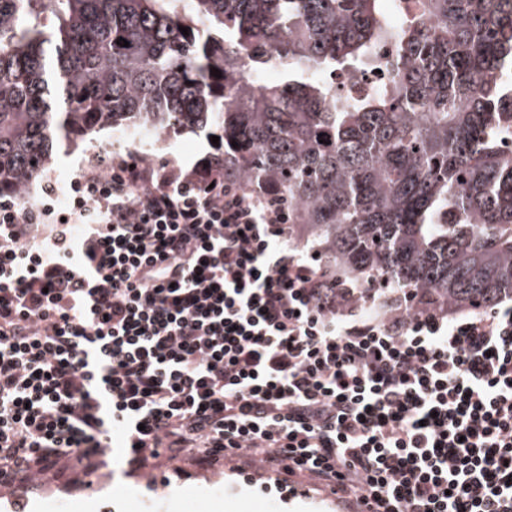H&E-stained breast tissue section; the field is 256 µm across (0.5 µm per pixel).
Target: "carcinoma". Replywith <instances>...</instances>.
Here are the masks:
<instances>
[{
  "instance_id": "1",
  "label": "carcinoma",
  "mask_w": 512,
  "mask_h": 512,
  "mask_svg": "<svg viewBox=\"0 0 512 512\" xmlns=\"http://www.w3.org/2000/svg\"><path fill=\"white\" fill-rule=\"evenodd\" d=\"M383 2L0 0V197L74 136L214 126L224 177L275 186L328 274L426 311L512 299V0H411L397 26ZM386 42L383 88L338 96ZM272 58L282 81L249 80Z\"/></svg>"
}]
</instances>
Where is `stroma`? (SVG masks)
Returning a JSON list of instances; mask_svg holds the SVG:
<instances>
[{
    "label": "stroma",
    "mask_w": 512,
    "mask_h": 512,
    "mask_svg": "<svg viewBox=\"0 0 512 512\" xmlns=\"http://www.w3.org/2000/svg\"><path fill=\"white\" fill-rule=\"evenodd\" d=\"M105 143L111 144L113 154H138L156 163L172 160L185 171L220 151L203 132L180 130L166 137L131 138L106 128L92 138L63 143L52 164L32 183L28 199L38 198L48 177L58 188H65ZM179 465L177 475L160 469L135 477L117 472L89 490L77 486L73 474L47 473L39 477L37 490L26 493V512H268L272 503L278 512H350L344 503L315 490L305 494L278 489L274 477L242 461L204 469L185 458Z\"/></svg>",
    "instance_id": "stroma-1"
}]
</instances>
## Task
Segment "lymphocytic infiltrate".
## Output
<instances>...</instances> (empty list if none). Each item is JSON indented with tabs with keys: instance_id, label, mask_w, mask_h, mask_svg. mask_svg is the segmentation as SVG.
Returning a JSON list of instances; mask_svg holds the SVG:
<instances>
[{
	"instance_id": "1",
	"label": "lymphocytic infiltrate",
	"mask_w": 512,
	"mask_h": 512,
	"mask_svg": "<svg viewBox=\"0 0 512 512\" xmlns=\"http://www.w3.org/2000/svg\"><path fill=\"white\" fill-rule=\"evenodd\" d=\"M56 192L0 200V486L235 457L357 512H512V304L360 314L217 154Z\"/></svg>"
}]
</instances>
